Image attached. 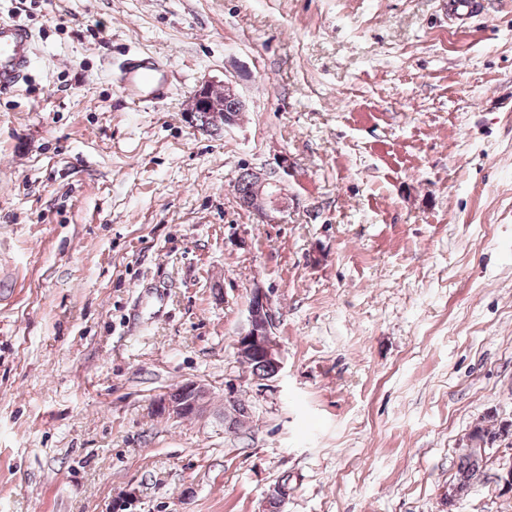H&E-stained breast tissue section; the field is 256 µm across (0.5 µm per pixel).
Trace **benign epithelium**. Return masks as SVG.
<instances>
[{"mask_svg":"<svg viewBox=\"0 0 512 512\" xmlns=\"http://www.w3.org/2000/svg\"><path fill=\"white\" fill-rule=\"evenodd\" d=\"M234 100L239 107H246V102L231 81H211L203 84L192 97L187 112L202 110H219L224 107V98ZM294 176V166L288 156L283 154L277 167L268 172L249 171L250 192L246 196L237 195L239 205L250 212L261 223L278 222L285 218L290 206L298 203V197L289 189V178ZM278 316L272 305L268 292L260 285L250 290L247 327L238 337L237 353L244 362L252 357L256 342L265 341L264 354L278 368L282 367V348L276 339ZM187 398L174 400L164 397L159 400L157 408L176 418L185 417L192 409L199 411L202 407L204 392L194 384L188 385Z\"/></svg>","mask_w":512,"mask_h":512,"instance_id":"benign-epithelium-1","label":"benign epithelium"}]
</instances>
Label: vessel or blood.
Segmentation results:
<instances>
[{"instance_id": "vessel-or-blood-1", "label": "vessel or blood", "mask_w": 512, "mask_h": 512, "mask_svg": "<svg viewBox=\"0 0 512 512\" xmlns=\"http://www.w3.org/2000/svg\"><path fill=\"white\" fill-rule=\"evenodd\" d=\"M31 47L32 33L26 26L0 20V96L20 89L32 66ZM119 84L133 102H152L161 91V69L148 55L125 59Z\"/></svg>"}]
</instances>
